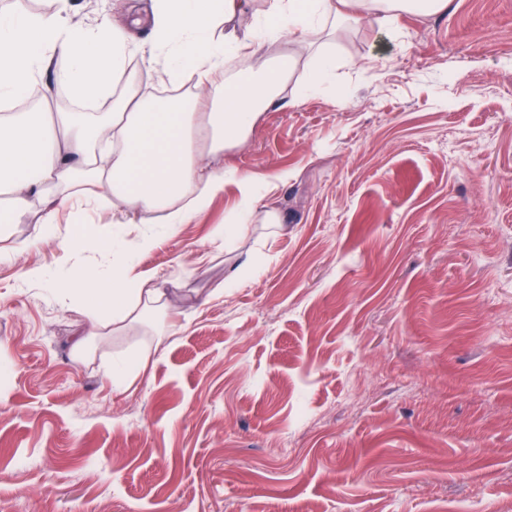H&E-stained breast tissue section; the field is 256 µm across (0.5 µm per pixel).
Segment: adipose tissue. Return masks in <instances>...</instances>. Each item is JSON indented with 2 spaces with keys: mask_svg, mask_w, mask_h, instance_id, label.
<instances>
[{
  "mask_svg": "<svg viewBox=\"0 0 512 512\" xmlns=\"http://www.w3.org/2000/svg\"><path fill=\"white\" fill-rule=\"evenodd\" d=\"M149 44L129 26L101 20L69 22L64 10L31 13L24 0L0 8V102L10 103L42 82L55 60H66L59 80L79 109L72 113L0 114V222L23 224L38 215L54 232L61 210L95 207L107 199L129 224H151L155 212L167 235L205 210L224 190V150L243 141L298 66L294 50L266 53L288 36L306 37L328 15L384 23L400 12L435 14L450 0H266L263 34H238L232 23L252 0H152ZM228 53L252 63L237 81L216 89ZM164 65L170 82L192 84L189 97L153 106L133 87L115 92L128 57ZM106 240L105 268H73L69 278L34 268L25 283L53 293L64 309L95 328L137 322L162 312L168 297L154 274L135 272L136 251L149 237L120 247L108 225H80Z\"/></svg>",
  "mask_w": 512,
  "mask_h": 512,
  "instance_id": "obj_1",
  "label": "adipose tissue"
}]
</instances>
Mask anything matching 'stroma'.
Returning <instances> with one entry per match:
<instances>
[{"mask_svg": "<svg viewBox=\"0 0 512 512\" xmlns=\"http://www.w3.org/2000/svg\"><path fill=\"white\" fill-rule=\"evenodd\" d=\"M68 4L151 37L149 0ZM325 54L318 93L293 75L225 149L223 193L137 253L163 319L94 331L19 279L57 267L42 225L8 226L0 512L512 507V0L317 34L303 69ZM246 174L288 231L258 209L216 248Z\"/></svg>", "mask_w": 512, "mask_h": 512, "instance_id": "stroma-1", "label": "stroma"}]
</instances>
